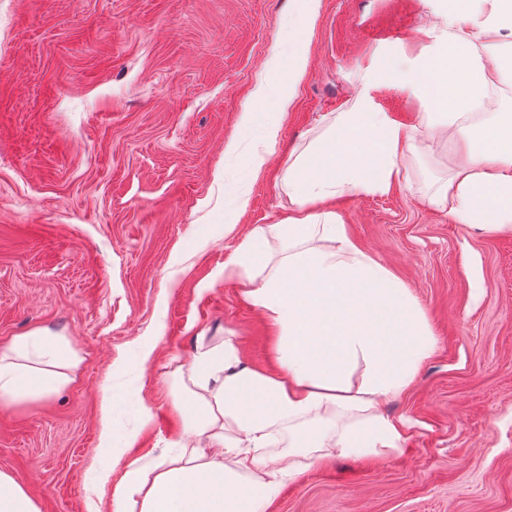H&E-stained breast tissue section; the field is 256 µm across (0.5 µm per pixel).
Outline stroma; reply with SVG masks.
I'll return each mask as SVG.
<instances>
[{
    "label": "stroma",
    "mask_w": 512,
    "mask_h": 512,
    "mask_svg": "<svg viewBox=\"0 0 512 512\" xmlns=\"http://www.w3.org/2000/svg\"><path fill=\"white\" fill-rule=\"evenodd\" d=\"M438 24L433 0H317L268 144L242 116L292 47L289 0H0V348L42 331L76 361L58 392L0 406V470L41 512H113L127 463L153 467L183 437L172 399L199 345L231 336L270 365L274 332L224 263L293 212L289 159L386 58L427 53ZM375 102L410 129L404 176L323 207L411 290L437 347L387 408L410 424L402 452L313 463L266 512H512V231L432 204L456 142L411 92L382 86Z\"/></svg>",
    "instance_id": "1"
}]
</instances>
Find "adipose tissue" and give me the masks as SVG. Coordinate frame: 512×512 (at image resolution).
I'll return each instance as SVG.
<instances>
[{"label": "adipose tissue", "instance_id": "adipose-tissue-1", "mask_svg": "<svg viewBox=\"0 0 512 512\" xmlns=\"http://www.w3.org/2000/svg\"><path fill=\"white\" fill-rule=\"evenodd\" d=\"M443 28L434 48L377 77L444 115L462 161L433 198L454 223L512 231V113L485 112L495 88H512V0H439ZM305 67L302 41L288 58L272 57L255 89L260 112L243 125L275 142L278 116ZM364 86L353 107L286 171L295 210L256 227L224 264L246 281L242 294L277 331L269 368L250 364L233 339L193 357L192 400H174L186 439L152 471L129 463L115 512H265L279 474H302L311 460L383 457L398 452L404 419L387 405L415 383L437 340L417 298L349 237L327 198L388 190L402 177L407 126L378 111ZM282 251L270 261L268 244ZM333 242L323 250L314 239ZM68 348L35 333L0 348V405L47 396L67 376ZM287 432L289 455L271 452Z\"/></svg>", "mask_w": 512, "mask_h": 512}]
</instances>
